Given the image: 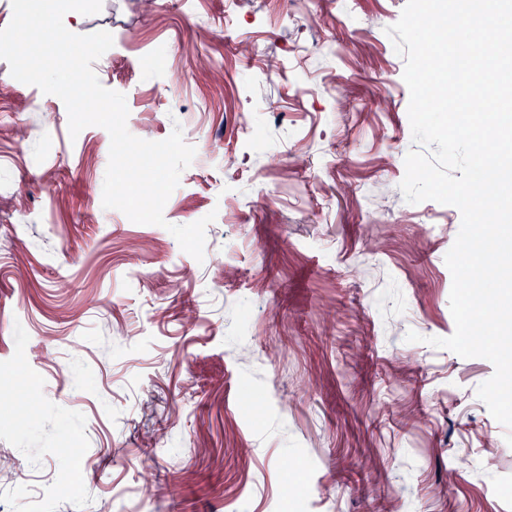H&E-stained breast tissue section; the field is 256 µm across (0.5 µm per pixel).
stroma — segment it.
<instances>
[{"mask_svg":"<svg viewBox=\"0 0 512 512\" xmlns=\"http://www.w3.org/2000/svg\"><path fill=\"white\" fill-rule=\"evenodd\" d=\"M306 2L64 17L112 34L130 133L196 149L162 227L103 208L108 132L0 60V512H512L492 363L427 343L461 214L400 190L406 0ZM210 213L200 263L168 227Z\"/></svg>","mask_w":512,"mask_h":512,"instance_id":"stroma-1","label":"stroma"}]
</instances>
